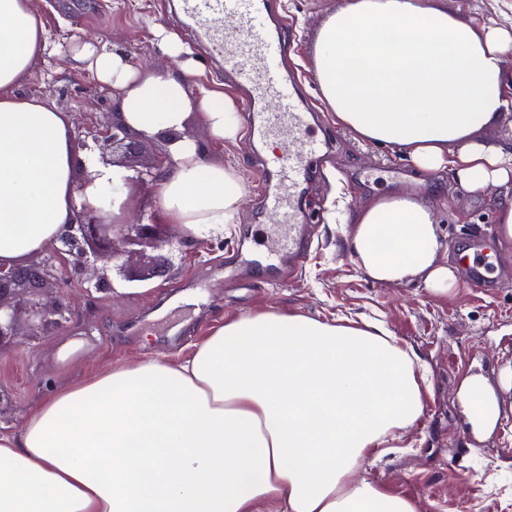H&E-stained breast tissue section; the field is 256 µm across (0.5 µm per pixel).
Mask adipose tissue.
Listing matches in <instances>:
<instances>
[{"instance_id":"1","label":"adipose tissue","mask_w":512,"mask_h":512,"mask_svg":"<svg viewBox=\"0 0 512 512\" xmlns=\"http://www.w3.org/2000/svg\"><path fill=\"white\" fill-rule=\"evenodd\" d=\"M48 50L31 0H0V263L46 250L71 221L77 163L97 205L118 200L126 174L76 151L67 114L21 93ZM74 59L115 90L133 132L178 134L156 221L222 235L242 182L182 131L198 109L217 140H238L235 102L205 88L189 98L188 69L136 74L90 41ZM315 70L324 104L361 139L470 195L496 189L498 234L512 242V143L480 137L512 107V30L427 0H346L318 31ZM353 224L351 248L374 281L455 284L435 213L416 195L372 199ZM423 410L415 362L381 325L241 315L186 356L133 358L52 389L0 433V512H418L358 472Z\"/></svg>"}]
</instances>
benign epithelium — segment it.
Segmentation results:
<instances>
[{"label":"benign epithelium","mask_w":512,"mask_h":512,"mask_svg":"<svg viewBox=\"0 0 512 512\" xmlns=\"http://www.w3.org/2000/svg\"><path fill=\"white\" fill-rule=\"evenodd\" d=\"M171 137L154 149L151 161L138 164L136 142L123 118L97 123L90 122L78 128L73 142L78 151L99 153L98 160L105 165H118L130 171L124 184L133 182H158L161 171L173 163ZM93 176L87 166H82V176L73 180V218L67 233L58 238L36 264L0 263V347L27 335L28 328L21 321L19 311L28 312L37 328L52 332L66 327L71 308L68 288L74 282L85 283L101 290L112 287L109 269L123 272V265L116 264L120 254L113 250L114 235H120L130 246L168 248L174 253L182 251V244L162 237L159 225L149 219H136L129 223L126 213H112V219H103V210L92 204L87 188ZM105 265L98 266V262ZM58 289L51 304L44 302L43 290Z\"/></svg>","instance_id":"1"}]
</instances>
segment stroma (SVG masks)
I'll list each match as a JSON object with an SVG mask.
<instances>
[{"mask_svg":"<svg viewBox=\"0 0 512 512\" xmlns=\"http://www.w3.org/2000/svg\"><path fill=\"white\" fill-rule=\"evenodd\" d=\"M445 3L467 22L512 27V0ZM344 4L268 0L272 17L292 26L288 78L310 107L316 129L333 141L301 200L302 208L318 209L314 245L301 277L291 281L275 272L244 288L239 272L225 270L224 260L236 253L240 239L276 221L262 205L261 188L269 182L259 164L263 147L246 135L234 143L216 141L202 115L192 113L185 135L207 161L235 170L245 188L236 222L225 225L223 236L194 243L171 264L165 252L151 248L142 259L126 254L133 280L114 278L110 292L73 287L67 327L50 334L34 328L0 347V432L18 429L51 384L134 357L187 354L213 327L236 316L280 310L324 321H379L425 367L424 411L390 448L365 462L363 476L390 494L415 499L420 512H512V427L473 434L459 400L463 380L480 374L512 407V387L501 384L504 374L512 373V247L497 241L496 195L475 198L453 186L439 193L433 179L401 153L359 141L337 124L320 97L313 57L319 26ZM33 5L50 48L34 63L21 91L46 98L67 113L72 126H81L89 115L109 119L120 109L111 87L68 55L71 44L89 38L110 51H131L143 68L163 71L176 68L177 61L158 33L174 34L192 50L189 96L207 88L242 99L226 84L205 44L184 31L176 0H33ZM400 190L434 207L449 262H457L469 241H482L496 259L498 288L476 290L461 278L450 291L434 293L419 281L386 285L368 278L348 245L355 211ZM74 340L84 343L80 355L60 362L58 350Z\"/></svg>","mask_w":512,"mask_h":512,"instance_id":"stroma-1","label":"stroma"}]
</instances>
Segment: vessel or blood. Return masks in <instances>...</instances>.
Masks as SVG:
<instances>
[{
	"label": "vessel or blood",
	"instance_id": "obj_1",
	"mask_svg": "<svg viewBox=\"0 0 512 512\" xmlns=\"http://www.w3.org/2000/svg\"><path fill=\"white\" fill-rule=\"evenodd\" d=\"M182 9L185 25L210 45L225 73L246 89L247 109L269 100L279 105L278 111L247 121L253 137L284 145L283 150L262 158L263 168L278 180L277 188L266 191L262 202L279 220L266 228L255 254L238 255L237 262L257 274L270 270L297 273L311 242L306 216L297 207L296 189L303 172L327 153L330 141L313 129L305 105L283 71L287 47L281 36L270 31L267 0H183ZM228 15L236 19L234 28L224 26ZM482 249L481 243H473V256L466 261L468 284L487 289L495 282Z\"/></svg>",
	"mask_w": 512,
	"mask_h": 512
}]
</instances>
